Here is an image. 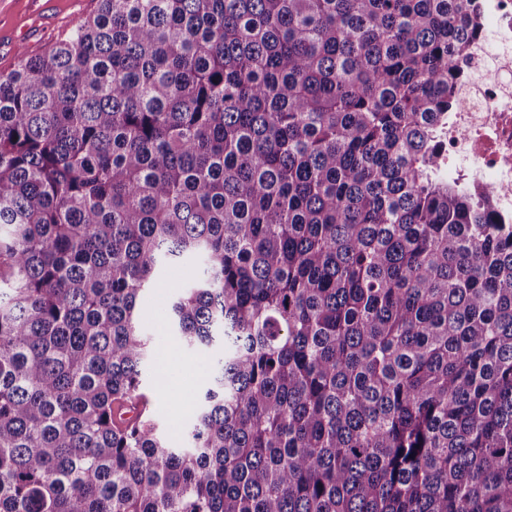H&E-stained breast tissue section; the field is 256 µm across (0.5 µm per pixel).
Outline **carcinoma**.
Here are the masks:
<instances>
[{
  "mask_svg": "<svg viewBox=\"0 0 512 512\" xmlns=\"http://www.w3.org/2000/svg\"><path fill=\"white\" fill-rule=\"evenodd\" d=\"M472 0H100L0 74V512H512V223L448 176ZM217 361L174 445L138 306Z\"/></svg>",
  "mask_w": 512,
  "mask_h": 512,
  "instance_id": "obj_1",
  "label": "carcinoma"
}]
</instances>
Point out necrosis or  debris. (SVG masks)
<instances>
[{
	"label": "necrosis or debris",
	"instance_id": "necrosis-or-debris-1",
	"mask_svg": "<svg viewBox=\"0 0 512 512\" xmlns=\"http://www.w3.org/2000/svg\"><path fill=\"white\" fill-rule=\"evenodd\" d=\"M483 20L503 50L497 79L469 84L448 118V161L468 180L489 182L501 215L512 219V0H479Z\"/></svg>",
	"mask_w": 512,
	"mask_h": 512
}]
</instances>
